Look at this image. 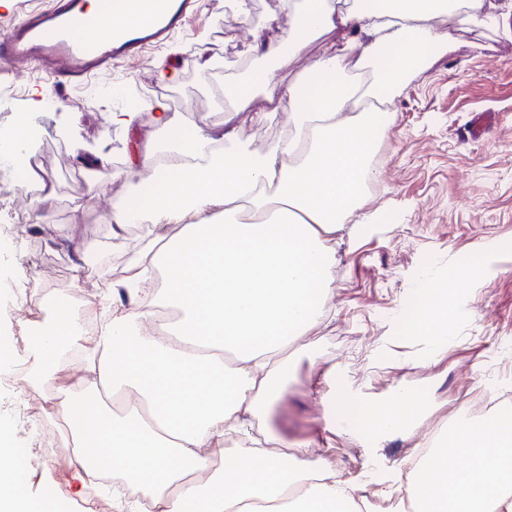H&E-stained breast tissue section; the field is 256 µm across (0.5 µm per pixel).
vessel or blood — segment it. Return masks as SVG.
<instances>
[{"label":"vessel or blood","instance_id":"vessel-or-blood-1","mask_svg":"<svg viewBox=\"0 0 512 512\" xmlns=\"http://www.w3.org/2000/svg\"><path fill=\"white\" fill-rule=\"evenodd\" d=\"M194 0H55L0 34V60L40 67L43 90L86 84L113 62L163 44L191 17Z\"/></svg>","mask_w":512,"mask_h":512}]
</instances>
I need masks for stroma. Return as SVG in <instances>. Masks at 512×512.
Returning a JSON list of instances; mask_svg holds the SVG:
<instances>
[{"mask_svg": "<svg viewBox=\"0 0 512 512\" xmlns=\"http://www.w3.org/2000/svg\"><path fill=\"white\" fill-rule=\"evenodd\" d=\"M231 3L201 0L198 14L173 41L113 68L124 95L93 84H66L58 90L57 109L35 118L29 154L50 190L44 206L59 230H75L95 261L82 282L84 299L119 281L154 236L153 225L140 223L129 225L122 239L108 234L114 204L131 197L148 177L144 170L127 174L128 141L135 135L150 145L156 137L153 112L140 113L132 132L113 121L126 108L125 95L163 101L192 129L229 128L254 147L288 134L287 112L274 111L265 95H254L239 112L224 103L225 79L244 75L254 63L248 52L254 32L273 42L287 29L281 0H251L245 15ZM436 27L450 49L411 74L403 89L387 94L389 127L373 159L376 174L363 206L376 218L359 227L345 225L336 246L329 317L298 340L305 355L277 408L290 437L327 436L337 473L373 501L387 494L371 482L372 466L406 482L409 456L438 419L457 418L463 396L487 382L491 370L512 378V364L496 363L498 347L512 345V255L499 250L512 243V36L448 16ZM344 40L340 30L312 40L304 55L276 66L277 81H296ZM203 44L210 55L205 69L193 53ZM170 57L179 62V76L159 82L156 65ZM39 79L33 71L17 73L0 63V138L27 108ZM183 101L193 103L194 111L180 112ZM481 113L491 120L479 137H471V123ZM457 267L470 274L448 289L460 306L448 323L447 346L402 336L403 317L420 303L422 276L438 286ZM0 272L30 288L56 283L66 294L73 254L46 230L29 253L0 241ZM331 372L337 386L365 398L416 392L428 399L431 411L413 436L393 438L369 454L354 424L340 422L335 433L323 432L315 391ZM52 428L45 416L16 435V448L29 458L28 494L34 500L50 482L65 479L64 469L44 463L46 451L37 441Z\"/></svg>", "mask_w": 512, "mask_h": 512, "instance_id": "obj_1", "label": "stroma"}]
</instances>
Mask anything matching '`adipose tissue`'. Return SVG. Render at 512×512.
Here are the masks:
<instances>
[{
  "mask_svg": "<svg viewBox=\"0 0 512 512\" xmlns=\"http://www.w3.org/2000/svg\"><path fill=\"white\" fill-rule=\"evenodd\" d=\"M291 23L275 42L254 34L260 62L224 87L239 103L264 94L289 112L291 135L264 148L239 144L233 131H196L156 162L150 147L131 142L129 164L152 171L150 185L112 210L110 234L148 221L174 225L176 236L155 235L112 289L110 320L84 333L70 298L58 296L49 320L32 308L27 324L29 372L46 385L53 418L67 424L73 451L69 480L85 490L102 468L86 434L109 450L112 470L148 497L154 512H365L355 485L316 462L314 440H292L272 421L288 390L293 345L320 324L332 295L336 234L362 213L371 160L385 136V113L364 107L448 52L433 22L466 11L470 20L512 26V0H282ZM338 28L350 38L343 53L318 60L301 81L280 86L274 64L287 63L316 35ZM370 63L367 87L345 74L349 53ZM249 208L252 219L241 216ZM167 304L176 320L158 323ZM448 291L427 288L402 321L407 334L429 344L447 342ZM86 354L75 373L73 350ZM316 396L324 429L338 418L355 423L372 447L412 435L425 402L402 391L367 400L337 389L328 377ZM263 419L267 448L254 447L255 419ZM241 438V451L223 468L206 452ZM467 459L468 472L448 471V453ZM27 462L12 430L0 429V512H36L16 483ZM406 483L402 512H512V420L493 430L460 424L429 445Z\"/></svg>",
  "mask_w": 512,
  "mask_h": 512,
  "instance_id": "adipose-tissue-1",
  "label": "adipose tissue"
}]
</instances>
